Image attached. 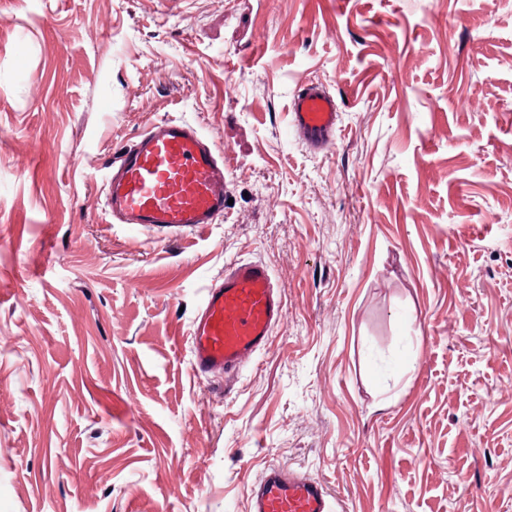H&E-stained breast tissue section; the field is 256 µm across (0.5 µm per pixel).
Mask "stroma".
Wrapping results in <instances>:
<instances>
[{"label":"stroma","mask_w":512,"mask_h":512,"mask_svg":"<svg viewBox=\"0 0 512 512\" xmlns=\"http://www.w3.org/2000/svg\"><path fill=\"white\" fill-rule=\"evenodd\" d=\"M167 117L232 205L111 223ZM237 261L286 313L228 392L189 342ZM272 464L338 512H512V0H0V512H250ZM340 112L336 98L319 84L307 85L292 97L291 131L313 151H322L336 138Z\"/></svg>","instance_id":"35a3bbf8"}]
</instances>
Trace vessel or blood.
<instances>
[{
    "mask_svg": "<svg viewBox=\"0 0 512 512\" xmlns=\"http://www.w3.org/2000/svg\"><path fill=\"white\" fill-rule=\"evenodd\" d=\"M340 114L323 86L292 97L291 130L313 151L336 138ZM224 158L197 127L184 120L153 123L119 150L104 190L113 223L161 233L198 230L224 216ZM284 303L269 268L242 262L206 288L190 332L191 368L234 375L270 343ZM250 512H334L326 485L280 466L253 484Z\"/></svg>",
    "mask_w": 512,
    "mask_h": 512,
    "instance_id": "obj_1",
    "label": "vessel or blood"
}]
</instances>
